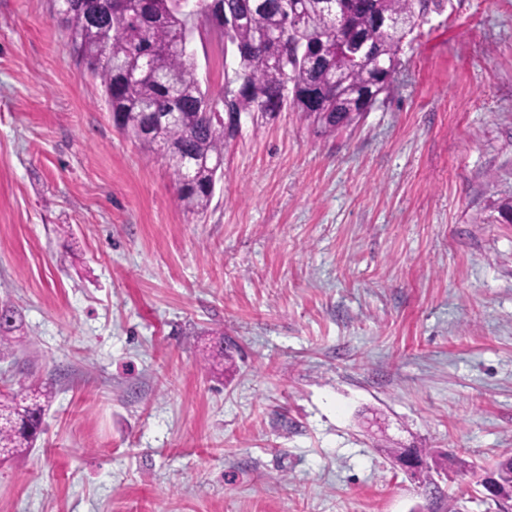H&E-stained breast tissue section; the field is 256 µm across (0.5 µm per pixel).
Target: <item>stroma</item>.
I'll return each instance as SVG.
<instances>
[{"label": "stroma", "instance_id": "stroma-1", "mask_svg": "<svg viewBox=\"0 0 512 512\" xmlns=\"http://www.w3.org/2000/svg\"><path fill=\"white\" fill-rule=\"evenodd\" d=\"M401 60L336 134L243 122L195 216L54 0H0V381L55 388L0 512H512V0H430ZM0 315L1 318H8L10 316L15 318V321L10 325L3 326L0 324V350H9L20 341L18 339L20 336H14V333L19 330L22 319L16 308L7 301L0 302ZM16 320L17 326L15 325ZM497 477L499 479V487L494 477L483 482V487L489 496L495 498L498 493L499 497L512 499V456L504 457L497 465Z\"/></svg>", "mask_w": 512, "mask_h": 512}]
</instances>
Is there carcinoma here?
I'll list each match as a JSON object with an SVG mask.
<instances>
[{
	"label": "carcinoma",
	"instance_id": "obj_1",
	"mask_svg": "<svg viewBox=\"0 0 512 512\" xmlns=\"http://www.w3.org/2000/svg\"><path fill=\"white\" fill-rule=\"evenodd\" d=\"M68 43L81 64L100 81L115 126L141 146L163 156L180 173L185 160H196L190 175L178 179L185 209L204 212L214 192L210 168L224 159V148L237 129H224V108L207 114L191 58L176 49L177 37L197 30L195 14L179 0H82L68 6L58 0ZM235 24L210 27L230 43L238 67L224 77L230 107L252 123L276 118L285 108L312 119L322 134L352 125L389 88L401 65L406 36L419 26L428 0H342L343 40L331 37L334 24L320 0H216ZM394 16L399 26L380 31L376 18ZM267 34L276 40L261 42ZM179 113L175 122L161 117ZM0 350L19 343L22 323L16 308L0 302ZM51 392L19 380L0 389V455L30 452L43 433ZM499 496L512 499V456L497 465Z\"/></svg>",
	"mask_w": 512,
	"mask_h": 512
}]
</instances>
